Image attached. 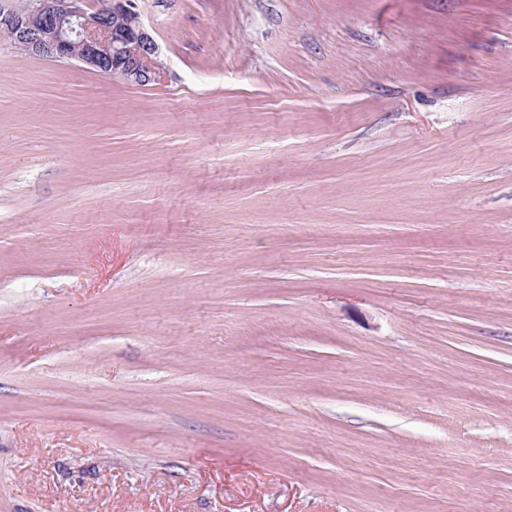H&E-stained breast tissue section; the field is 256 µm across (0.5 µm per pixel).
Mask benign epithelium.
<instances>
[{
	"mask_svg": "<svg viewBox=\"0 0 512 512\" xmlns=\"http://www.w3.org/2000/svg\"><path fill=\"white\" fill-rule=\"evenodd\" d=\"M0 38L31 55L76 61L137 85L166 77L135 0H26L0 9Z\"/></svg>",
	"mask_w": 512,
	"mask_h": 512,
	"instance_id": "benign-epithelium-1",
	"label": "benign epithelium"
}]
</instances>
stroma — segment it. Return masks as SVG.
Here are the masks:
<instances>
[{
  "label": "stroma",
  "mask_w": 512,
  "mask_h": 512,
  "mask_svg": "<svg viewBox=\"0 0 512 512\" xmlns=\"http://www.w3.org/2000/svg\"><path fill=\"white\" fill-rule=\"evenodd\" d=\"M137 3L0 40V512H512V0ZM0 38L56 62L76 61L103 76L159 84V47L134 0H29L0 9Z\"/></svg>",
  "instance_id": "1"
}]
</instances>
